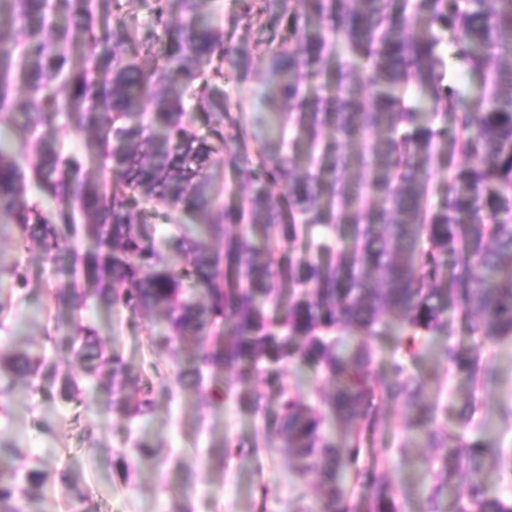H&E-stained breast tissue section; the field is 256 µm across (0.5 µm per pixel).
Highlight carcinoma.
I'll list each match as a JSON object with an SVG mask.
<instances>
[{"mask_svg":"<svg viewBox=\"0 0 512 512\" xmlns=\"http://www.w3.org/2000/svg\"><path fill=\"white\" fill-rule=\"evenodd\" d=\"M182 15L168 20V4ZM248 24L292 15L283 36L265 40L259 103L246 119L216 100L219 85L238 67L237 51L202 9L206 0H159L147 34L120 19L95 23L97 0H0L12 19L0 26V123L13 125L10 149L0 146V223L14 224L19 242H37L48 260L58 258L61 231L78 233L77 217L98 249L77 257L93 292H55L52 301L77 308L74 295L110 307L158 314L148 328L156 349L177 340L194 348L193 366L178 372L183 386L197 388L204 370H235L232 383L216 386L222 402L242 389L253 401L256 378L278 386L280 413L272 434L288 449L294 470L317 476L319 512H352L344 475L360 453L362 429H377L372 399L383 397L415 411L413 439L444 451L442 467L424 512H443L442 496L457 469L470 471L458 512H512V499L489 493L485 458L498 450L479 439L450 432L439 421V404L426 382L399 362L379 377L367 340L392 314L408 350L419 335L448 329V304L479 320L477 332L491 341L512 338V0H241ZM426 26L412 30L422 14ZM452 44L469 72L484 74L487 91L469 102L445 83L443 45ZM82 46L80 68L70 50ZM341 45L346 59L326 69L329 49ZM152 56L146 72L141 58ZM104 70L108 78L95 77ZM28 89L23 103L16 81ZM415 90L453 114L454 139L472 165L448 176L431 203L427 166L437 131L428 113L406 97ZM80 115L98 130L105 174L92 181L82 164L55 144L32 138L61 113ZM228 129L218 150L196 135L195 116ZM331 134L320 137L324 128ZM309 146L308 171L284 152L287 130ZM38 155L31 172L42 202L30 200L21 162ZM248 189L237 208L212 192L205 169L215 156ZM360 175L346 180L350 162ZM283 194L272 197L273 187ZM163 210L169 221L190 213L194 229L160 250L140 225ZM301 224L327 225L336 234L348 225L354 247L326 261L301 257L283 264V248ZM224 235V251L209 240ZM427 246H422V242ZM456 272H440L448 256ZM83 338L76 355L83 375L65 380L60 398L81 393V382L101 366L112 378L125 363L104 351L96 331L75 327ZM455 375L480 378L478 350L444 352ZM297 358L317 369L333 390L312 404L281 384L283 364ZM54 370L46 357L0 354V410L8 411L17 378ZM128 416H146L153 402L116 400ZM341 427L336 440L329 427ZM16 448H0V512H24L33 504L47 471L37 461L19 472ZM70 512H86L87 491L59 472ZM367 512H401L389 482L367 485Z\"/></svg>","mask_w":512,"mask_h":512,"instance_id":"carcinoma-1","label":"carcinoma"}]
</instances>
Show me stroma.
Returning <instances> with one entry per match:
<instances>
[{"instance_id":"stroma-1","label":"stroma","mask_w":512,"mask_h":512,"mask_svg":"<svg viewBox=\"0 0 512 512\" xmlns=\"http://www.w3.org/2000/svg\"><path fill=\"white\" fill-rule=\"evenodd\" d=\"M214 7L226 40L240 58L224 95L231 104L253 110L265 66L264 41L269 31L284 30L286 23L274 20L263 30L249 26L240 16L239 0H215ZM431 126L440 137L429 171L433 185L441 186L468 160L450 150L457 134L452 116H438ZM37 135L77 155L84 171L97 175L95 136L78 127L76 116L60 115ZM18 237L16 226L0 230V352L46 354L56 371L20 380L29 408L0 412V445L21 449L20 463L39 457L52 469L36 512H66L55 476L63 467L72 480L88 488V512H317L315 479L298 477L287 450L266 430L267 419L277 410L274 388H265L257 405L236 397L207 405L206 386L229 380L230 371L205 372V386L199 390L182 386L177 373L188 368L189 351L177 343L153 350L147 337L150 319L144 313L111 310L91 300L71 311L50 300L51 292L76 287L71 255L94 250L91 236L71 241L69 253L55 263L46 262L36 244L19 247ZM16 268L25 274L26 288L13 287ZM447 317V335L423 337L419 355L410 354L392 334L370 339L375 370L384 372L394 358L403 361L438 393L442 417L451 428L456 425L455 400L470 397L466 437L482 438L512 453V418L503 417L505 405H512V341H482L456 309H449ZM75 322L96 328L127 367L151 383L150 415L130 419L112 408L116 389L105 374L85 381L77 399L61 401L64 378L82 372L74 354ZM446 345L481 348L477 386L455 377L447 362L434 356V348ZM375 409L380 429L376 435H364L354 470L379 471L394 486L402 512H424L422 473L425 467H440L442 452L407 445L413 416L401 404L379 400ZM140 445L147 447V454L137 453Z\"/></svg>"}]
</instances>
